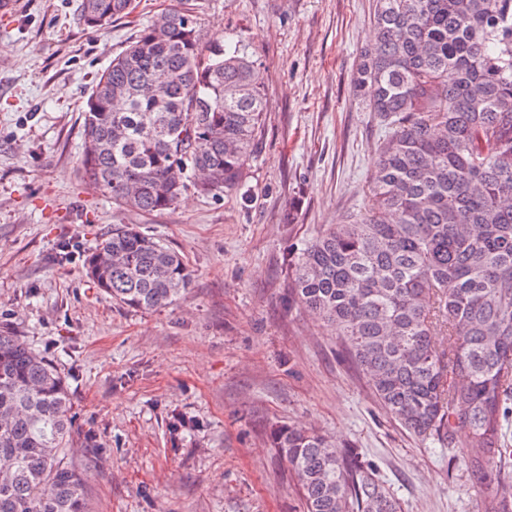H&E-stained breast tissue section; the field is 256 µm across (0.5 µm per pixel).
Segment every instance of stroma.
<instances>
[{"mask_svg": "<svg viewBox=\"0 0 512 512\" xmlns=\"http://www.w3.org/2000/svg\"><path fill=\"white\" fill-rule=\"evenodd\" d=\"M80 4L17 0L0 14V330L66 379L95 440L71 451L90 512H304L275 425L361 449L404 512H484L463 434L439 448L406 432L289 293V255L359 208L384 135L352 86L374 45L373 0H134L100 29ZM173 8L203 41L246 45L269 110L241 191L119 209L81 178L83 106L112 57ZM117 224L183 257L193 281L180 299L138 311L86 277V254ZM178 416L191 432L173 433Z\"/></svg>", "mask_w": 512, "mask_h": 512, "instance_id": "1", "label": "stroma"}]
</instances>
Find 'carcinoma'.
<instances>
[{"instance_id": "carcinoma-1", "label": "carcinoma", "mask_w": 512, "mask_h": 512, "mask_svg": "<svg viewBox=\"0 0 512 512\" xmlns=\"http://www.w3.org/2000/svg\"><path fill=\"white\" fill-rule=\"evenodd\" d=\"M132 0H82L102 28ZM376 49L355 90L385 125L360 209L288 259L291 289L334 325L385 411L418 440L453 443L483 480L485 512H512L502 458L512 400V0H374ZM269 101L240 41L208 45L171 9L97 78L82 176L112 203L171 208L199 172L204 194L243 186ZM119 303L153 310L191 284L183 259L135 225L84 262ZM451 339L448 351L435 336ZM80 433L51 360L0 330V512H87L68 458ZM306 512H401L358 448L277 426Z\"/></svg>"}]
</instances>
